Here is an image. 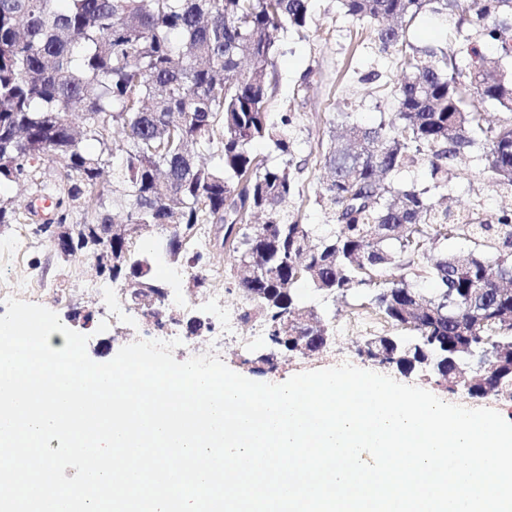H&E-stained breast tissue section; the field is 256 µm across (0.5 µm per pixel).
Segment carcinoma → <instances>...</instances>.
<instances>
[{
	"label": "carcinoma",
	"instance_id": "1",
	"mask_svg": "<svg viewBox=\"0 0 512 512\" xmlns=\"http://www.w3.org/2000/svg\"><path fill=\"white\" fill-rule=\"evenodd\" d=\"M345 15L370 28L381 50L394 49L412 75L395 90L397 112L365 128L341 113L340 135L320 144L330 172L318 203L332 224L289 219L295 193L294 117L275 122L268 101L277 84L274 32L307 28L312 0H0V185L25 187L36 201L91 216L90 223L160 229L173 263L202 231L234 254L245 320L261 318L267 336L307 357L327 320L297 286L326 296L372 291L376 314L407 336H373L361 355L407 376L428 358L446 361L437 383L454 389L461 360L495 352L496 367L469 374L474 399L512 393V211L486 220L440 209L415 185L390 176L428 170L448 189L450 163L470 148L482 172L512 192V79L494 74L482 50L512 54V0H339ZM447 15L462 37L458 52L417 50L405 33L424 9ZM502 112L486 123L475 99ZM269 139L289 156L269 166L251 145ZM99 151L89 153L84 142ZM61 159L54 179L45 160ZM112 168V189L103 174ZM266 223L253 229L251 216ZM17 221L0 195V226ZM465 240L464 253L437 244ZM136 237H112L123 262L103 273L162 286ZM434 283L425 296L416 282ZM136 304L158 317L164 299Z\"/></svg>",
	"mask_w": 512,
	"mask_h": 512
}]
</instances>
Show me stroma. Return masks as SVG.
Returning a JSON list of instances; mask_svg holds the SVG:
<instances>
[{
    "label": "stroma",
    "mask_w": 512,
    "mask_h": 512,
    "mask_svg": "<svg viewBox=\"0 0 512 512\" xmlns=\"http://www.w3.org/2000/svg\"><path fill=\"white\" fill-rule=\"evenodd\" d=\"M408 42L417 48H453L441 15L422 11L411 24ZM280 52L273 59L278 83L269 100L275 113L295 115V154L301 166L292 168L295 194L288 204L293 218L303 224H325L329 216L317 202L326 180V171L319 155L321 141L327 140L331 122L339 112H349L360 126H375L396 112L393 87L404 76L401 61L394 53L382 52L371 31L343 14L336 0H314L311 20L306 30H284L278 34ZM482 164L475 154L467 153L458 160L451 180L453 203L458 209L480 206L483 213L498 211L508 200L481 174ZM25 199H18L19 221L0 228V249L6 247L21 232L31 234L33 247L13 266L0 268L7 278L27 270H36L45 288H61L63 298L39 297V304L55 311L62 324L89 337L87 354L96 362L111 360L119 349L137 341L141 320H133L122 329H113L111 321L95 315L91 327H84L80 316L93 312L91 299L74 292L75 283L95 279L92 258L80 255L62 258L52 249L46 236L36 235L35 222L30 218ZM159 233L147 232L139 239L140 248L149 257L155 277L170 290L186 294L190 267L172 264L162 250ZM303 301L317 311L327 313L333 324L350 325V332L337 339L336 349L346 351L349 362L361 369L383 373V366L361 357L358 348L365 335L359 332V321L373 322L376 332L386 331L385 322L377 320L369 304L367 291L343 299L326 298L308 286H301ZM265 342L246 350L225 344L219 358L231 370L263 380H284L311 370L336 366L331 352L301 357L278 350L272 363L255 369L253 360L266 352Z\"/></svg>",
    "instance_id": "stroma-1"
}]
</instances>
